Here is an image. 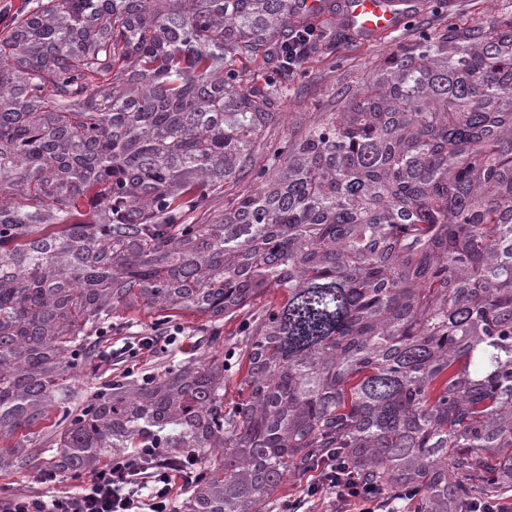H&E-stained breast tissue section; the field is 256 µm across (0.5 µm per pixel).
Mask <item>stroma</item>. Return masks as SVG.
<instances>
[{
    "instance_id": "obj_1",
    "label": "stroma",
    "mask_w": 512,
    "mask_h": 512,
    "mask_svg": "<svg viewBox=\"0 0 512 512\" xmlns=\"http://www.w3.org/2000/svg\"><path fill=\"white\" fill-rule=\"evenodd\" d=\"M414 37L408 25L394 31L362 36L351 31L344 21L336 23V40L331 54L308 58L296 72V89L282 97L279 110L281 124L271 132L272 140L287 138L309 121L312 113L335 112L342 106L341 93L369 78L380 61L400 45ZM204 317L188 316L181 319L183 336L164 350H154L143 358L130 362L98 360L95 368L77 370L61 393L62 399L80 404L99 384L130 372L159 374L169 363L201 354L207 348Z\"/></svg>"
}]
</instances>
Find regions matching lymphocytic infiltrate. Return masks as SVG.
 I'll list each match as a JSON object with an SVG mask.
<instances>
[{"instance_id":"obj_1","label":"lymphocytic infiltrate","mask_w":512,"mask_h":512,"mask_svg":"<svg viewBox=\"0 0 512 512\" xmlns=\"http://www.w3.org/2000/svg\"><path fill=\"white\" fill-rule=\"evenodd\" d=\"M340 473L335 463H328L307 485L304 496L289 501L284 512H301L307 502L328 495L355 503L359 512H381V493L354 483L339 484ZM177 478L160 449L137 448L79 475L76 490L0 495V512H174Z\"/></svg>"}]
</instances>
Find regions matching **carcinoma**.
<instances>
[{
  "label": "carcinoma",
  "instance_id": "1",
  "mask_svg": "<svg viewBox=\"0 0 512 512\" xmlns=\"http://www.w3.org/2000/svg\"><path fill=\"white\" fill-rule=\"evenodd\" d=\"M27 2L0 31V469L161 448L197 464L181 512H269L331 453L410 512L512 490V12L419 28L267 155L294 0ZM133 310L237 322L232 367L56 406Z\"/></svg>",
  "mask_w": 512,
  "mask_h": 512
}]
</instances>
